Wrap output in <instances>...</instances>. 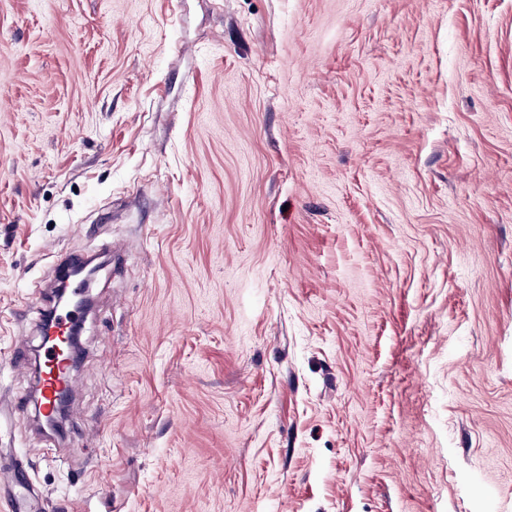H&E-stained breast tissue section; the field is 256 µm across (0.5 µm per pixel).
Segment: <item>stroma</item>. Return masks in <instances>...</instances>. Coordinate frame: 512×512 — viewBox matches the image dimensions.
I'll use <instances>...</instances> for the list:
<instances>
[{
    "instance_id": "stroma-1",
    "label": "stroma",
    "mask_w": 512,
    "mask_h": 512,
    "mask_svg": "<svg viewBox=\"0 0 512 512\" xmlns=\"http://www.w3.org/2000/svg\"><path fill=\"white\" fill-rule=\"evenodd\" d=\"M89 293L65 440L31 356ZM512 512V0H0V512Z\"/></svg>"
}]
</instances>
